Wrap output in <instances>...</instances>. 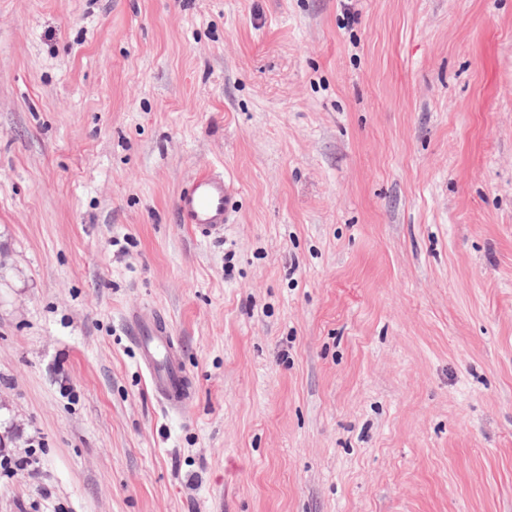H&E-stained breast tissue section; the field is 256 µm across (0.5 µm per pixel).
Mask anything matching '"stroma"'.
<instances>
[{
	"instance_id": "stroma-1",
	"label": "stroma",
	"mask_w": 512,
	"mask_h": 512,
	"mask_svg": "<svg viewBox=\"0 0 512 512\" xmlns=\"http://www.w3.org/2000/svg\"><path fill=\"white\" fill-rule=\"evenodd\" d=\"M0 448V512H512V0H0ZM234 193L224 174L201 172L179 192L175 207L181 224L209 239L224 233L234 209ZM128 323L152 390L167 407H178L190 398L192 391L169 329L158 319L147 320L136 315ZM40 458L37 455L36 449L30 448L25 452V456L16 458L9 452L5 451L1 454L0 450V468L9 471H27L29 473H35L39 467Z\"/></svg>"
}]
</instances>
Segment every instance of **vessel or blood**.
<instances>
[{
    "label": "vessel or blood",
    "mask_w": 512,
    "mask_h": 512,
    "mask_svg": "<svg viewBox=\"0 0 512 512\" xmlns=\"http://www.w3.org/2000/svg\"><path fill=\"white\" fill-rule=\"evenodd\" d=\"M175 207L180 223L190 225L198 237L209 239L223 234L234 209V193L223 174L204 171L179 192ZM129 324L154 393L167 407H178L192 391L169 329L160 320L136 315Z\"/></svg>",
    "instance_id": "b4317fda"
}]
</instances>
